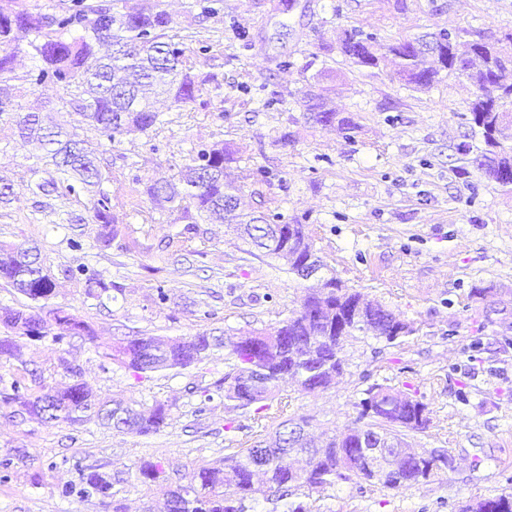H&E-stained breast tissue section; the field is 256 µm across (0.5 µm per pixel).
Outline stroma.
<instances>
[{"mask_svg":"<svg viewBox=\"0 0 512 512\" xmlns=\"http://www.w3.org/2000/svg\"><path fill=\"white\" fill-rule=\"evenodd\" d=\"M224 0L215 15L165 0L171 32L201 80L195 101L162 98L146 135L111 142L77 114L79 138L98 146L111 174L117 232L100 248L86 193L44 196L32 190L37 149L0 125V178L14 195L0 207V241L39 246L56 277L50 303L74 309L94 332L55 343L19 339L0 372L41 387L72 383L70 369L101 400L121 398L170 408L165 428L123 433L92 419L47 424L16 417L0 399V458L17 462L0 480V512H165L166 494L200 467L273 433L276 420L229 412L218 388L224 353L179 371L142 376L109 363L102 351L129 332L179 337L230 335L272 328L297 308L305 283L284 261L256 258L223 224L188 225L178 212L156 210L145 193L172 179L191 152L224 143L234 153L226 173L240 205L300 218L330 270L364 298L378 300L413 335L394 343L360 334L343 348L346 371L311 393L293 380L278 395L288 418L309 419L316 442L363 426L360 401L368 383L388 385L426 404V432L413 448H445L454 468L423 484L394 490L339 484L317 512H458L469 501L512 492V191L458 152L485 148L469 119L475 88L441 80L419 90L393 65L370 72L350 67L339 50L343 28L376 34V54L389 44L447 29L472 40L512 33V0ZM357 124L351 138L310 119L299 104L306 83ZM267 177H259L257 168ZM83 218L75 228L71 218ZM85 266L108 283L86 295L67 269ZM205 415H197L199 405ZM161 462L166 480L137 478L141 462ZM104 475L111 497L80 494V466Z\"/></svg>","mask_w":512,"mask_h":512,"instance_id":"obj_1","label":"stroma"}]
</instances>
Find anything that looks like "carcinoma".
<instances>
[{"label": "carcinoma", "instance_id": "cac0c4a2", "mask_svg": "<svg viewBox=\"0 0 512 512\" xmlns=\"http://www.w3.org/2000/svg\"><path fill=\"white\" fill-rule=\"evenodd\" d=\"M14 0H0V77L19 82L15 92L0 87V119L7 115L17 134L38 141L42 154L38 164L52 167L64 176L68 193L78 190L91 196V221L98 225V242L106 247L115 234L111 200L102 189L109 175L101 169L97 147L80 139L51 112L37 104L23 106L17 97L28 96L44 83L59 84L68 97L60 99L54 111L80 115L99 136L113 142L118 137L147 133L157 119L154 100L165 96L186 104L195 99L200 85L190 73L186 48L169 35L171 19L164 0H137L129 10H114L106 0L86 3L77 0L74 8L58 10L49 6L38 11L16 10ZM375 34L358 27L342 31L340 50L345 61L359 69H378L385 57L373 51ZM26 50L36 61V69L18 76L15 58ZM387 53L396 64L398 78L417 88H428L446 74L450 79L469 80L476 89L471 103V121L482 129L493 164L486 175L504 188H512V53L484 40H452L425 33L388 45ZM303 106L322 126H333L350 138L355 124L329 108L325 97L308 89ZM232 152L221 144L194 151L176 178L154 182L146 193L160 211H179L190 223L236 225L252 251L265 257L285 258L289 267L315 254L305 225L286 223L273 212L241 214L238 205L226 207L224 200L237 199L239 188L224 178ZM84 284L86 293L105 291V282L79 268L69 271ZM16 288L30 301H48L55 279L41 253L26 244L0 242V281ZM0 323L12 335L0 337V357H12L20 328L57 343L69 336L94 340L92 330L77 314L56 307L43 314L33 307L7 310ZM371 332L392 343L411 336L414 328L400 320L383 304L363 299L336 276L322 280L321 287L307 288L299 309L270 330H250L238 336H193L161 338L128 334L113 342L102 357L137 375L162 370L188 368L217 348L224 349L228 361L224 372V408L229 412L267 410L275 399L279 383L294 379L304 392L324 389L343 373L344 343L356 333ZM76 378L62 390L42 388L28 393L18 379L10 382L7 399L18 404V415H39L44 421L78 424L95 416L121 432L146 435L167 425L170 408L156 403L148 408L123 400L108 404L94 398ZM390 388L371 384L360 402L361 416L372 418L363 433L403 442L407 433L427 429V406L407 397L397 410L375 405ZM268 445H254L219 463L202 467L187 486L170 491L167 512H254L263 501L273 505L269 512H313V493L340 483L358 487L364 483L386 489L410 487L449 468L452 455L445 448L424 449V455L398 470L378 474L359 461L358 442L352 428L334 435L314 452L322 459L309 469L297 471L287 461L288 438L304 423L285 420ZM142 482H155L164 474L161 464L146 461L138 468ZM81 492L88 496H109L110 482L95 470H81ZM461 512H512V493L478 500Z\"/></svg>", "mask_w": 512, "mask_h": 512}]
</instances>
